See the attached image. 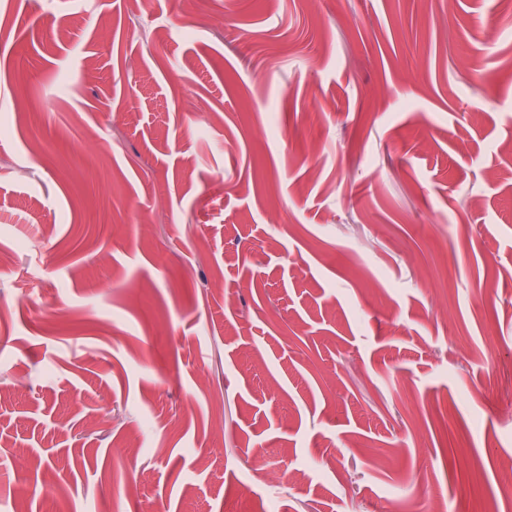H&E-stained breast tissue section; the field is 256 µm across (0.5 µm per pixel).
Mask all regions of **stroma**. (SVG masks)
I'll return each instance as SVG.
<instances>
[{
  "mask_svg": "<svg viewBox=\"0 0 512 512\" xmlns=\"http://www.w3.org/2000/svg\"><path fill=\"white\" fill-rule=\"evenodd\" d=\"M511 471L512 7H0V512H488Z\"/></svg>",
  "mask_w": 512,
  "mask_h": 512,
  "instance_id": "1",
  "label": "stroma"
}]
</instances>
